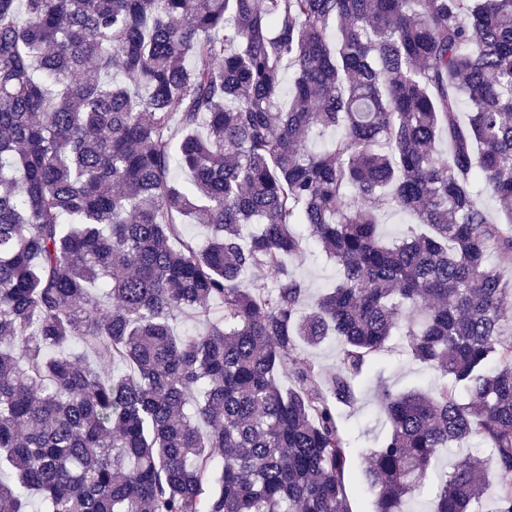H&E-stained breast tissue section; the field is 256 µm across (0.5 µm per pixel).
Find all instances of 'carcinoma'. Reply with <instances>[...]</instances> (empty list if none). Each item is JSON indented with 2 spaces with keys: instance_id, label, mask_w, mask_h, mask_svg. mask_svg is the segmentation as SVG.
Here are the masks:
<instances>
[{
  "instance_id": "1",
  "label": "carcinoma",
  "mask_w": 512,
  "mask_h": 512,
  "mask_svg": "<svg viewBox=\"0 0 512 512\" xmlns=\"http://www.w3.org/2000/svg\"><path fill=\"white\" fill-rule=\"evenodd\" d=\"M505 266L512 0H0V512H354L336 404L398 330L439 376L383 393L372 512L462 442L512 474ZM329 335L324 378L295 341ZM485 492L461 456L432 512ZM289 267L307 288L308 304H312L337 275L336 265L325 257L320 248L307 250L301 259L290 261Z\"/></svg>"
}]
</instances>
